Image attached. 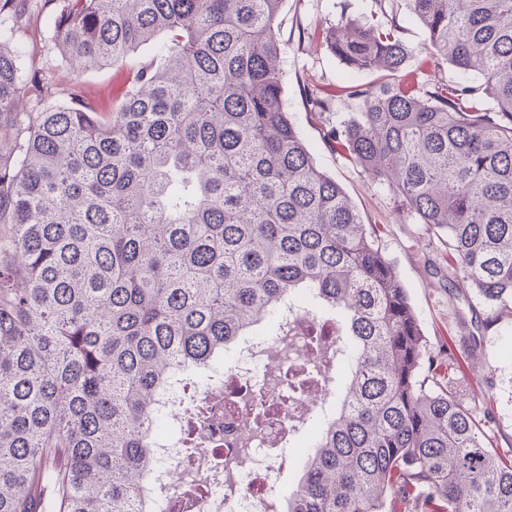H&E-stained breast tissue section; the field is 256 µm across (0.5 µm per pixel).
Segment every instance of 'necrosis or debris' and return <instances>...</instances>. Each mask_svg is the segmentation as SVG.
Instances as JSON below:
<instances>
[{
    "label": "necrosis or debris",
    "mask_w": 512,
    "mask_h": 512,
    "mask_svg": "<svg viewBox=\"0 0 512 512\" xmlns=\"http://www.w3.org/2000/svg\"><path fill=\"white\" fill-rule=\"evenodd\" d=\"M318 330L295 309L289 330L241 338L209 387L181 381L164 396L175 430L155 447L160 512H280L294 442L336 394V338L313 351Z\"/></svg>",
    "instance_id": "obj_1"
}]
</instances>
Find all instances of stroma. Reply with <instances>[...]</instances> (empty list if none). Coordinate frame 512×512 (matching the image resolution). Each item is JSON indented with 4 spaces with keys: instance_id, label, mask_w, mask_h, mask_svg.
<instances>
[{
    "instance_id": "obj_1",
    "label": "stroma",
    "mask_w": 512,
    "mask_h": 512,
    "mask_svg": "<svg viewBox=\"0 0 512 512\" xmlns=\"http://www.w3.org/2000/svg\"><path fill=\"white\" fill-rule=\"evenodd\" d=\"M35 2L20 0L23 17L18 37L27 51V68L40 71L48 90L40 99L20 98L17 111L42 112L63 104L74 84L98 110H110L114 94L124 81L123 74L109 67L73 74L58 52L53 30L46 22L58 7L56 0L41 8ZM345 8L352 15L364 17L375 11L376 4L375 0H284L279 17L284 106L317 166L346 191L364 223L375 228L378 243L394 263L431 348L439 349L449 341L457 355H464L471 313L480 310L481 305L474 294L449 288L452 273L442 240L420 224L417 216L404 210L385 183L372 179L362 168L329 149L327 132L354 112V104L335 103L321 114L307 110L305 90L309 86H369L377 78L376 72L347 68L322 42L321 29L336 25ZM435 266L440 269L436 275L431 272ZM511 347L512 317L508 316L497 331L486 334L480 364L465 372L458 382L461 393L483 389L492 394L496 418L486 425L491 434L512 436V356L507 353Z\"/></svg>"
}]
</instances>
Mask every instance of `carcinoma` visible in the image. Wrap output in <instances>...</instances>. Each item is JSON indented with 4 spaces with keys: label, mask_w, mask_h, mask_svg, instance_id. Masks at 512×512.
I'll return each mask as SVG.
<instances>
[{
    "label": "carcinoma",
    "mask_w": 512,
    "mask_h": 512,
    "mask_svg": "<svg viewBox=\"0 0 512 512\" xmlns=\"http://www.w3.org/2000/svg\"><path fill=\"white\" fill-rule=\"evenodd\" d=\"M283 0H63L52 26L75 68L125 70L110 112L46 93L0 33V512H152L161 397L210 384L224 350L304 301L336 325V411L304 440L281 512H512V455L433 355L394 264L316 165L282 99ZM395 0L341 11L324 41L374 87L332 147L446 236L452 287L512 316V0ZM165 32L146 66L138 46ZM414 55L464 79L409 78ZM398 4L399 9L397 15L401 26V38L408 46L416 48L426 39V30L404 7L403 2H398Z\"/></svg>",
    "instance_id": "1"
}]
</instances>
